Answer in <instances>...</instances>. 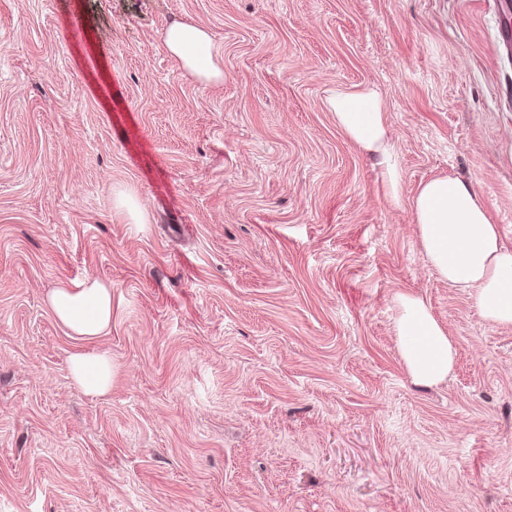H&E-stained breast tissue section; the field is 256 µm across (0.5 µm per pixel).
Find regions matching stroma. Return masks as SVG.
Here are the masks:
<instances>
[{"instance_id":"obj_1","label":"stroma","mask_w":512,"mask_h":512,"mask_svg":"<svg viewBox=\"0 0 512 512\" xmlns=\"http://www.w3.org/2000/svg\"><path fill=\"white\" fill-rule=\"evenodd\" d=\"M494 0H0V512H512V325L431 269L454 175L512 244V51ZM205 28L224 76L164 42ZM380 91L401 168L326 106ZM134 198L136 224L117 205ZM112 289L92 340L49 308ZM402 295L456 349L417 383ZM106 355L102 396L70 358Z\"/></svg>"}]
</instances>
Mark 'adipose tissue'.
<instances>
[{
	"label": "adipose tissue",
	"instance_id": "adipose-tissue-1",
	"mask_svg": "<svg viewBox=\"0 0 512 512\" xmlns=\"http://www.w3.org/2000/svg\"><path fill=\"white\" fill-rule=\"evenodd\" d=\"M165 44L201 80L223 78L205 29L173 24L165 32ZM327 104L343 134L375 156L392 201H399L401 173L379 92L369 84L340 88ZM411 209L423 250L438 276L452 286L474 290L476 305L487 321L512 324V245L504 242L499 225L491 223L478 193L459 178L437 176L419 186ZM48 303L57 319L82 338L102 335L112 323V290L97 279L54 289ZM399 305L396 330L408 372L423 384L443 380L456 357L451 339L422 299L403 295ZM70 371L87 394L107 393L112 366L106 357L75 354Z\"/></svg>",
	"mask_w": 512,
	"mask_h": 512
}]
</instances>
